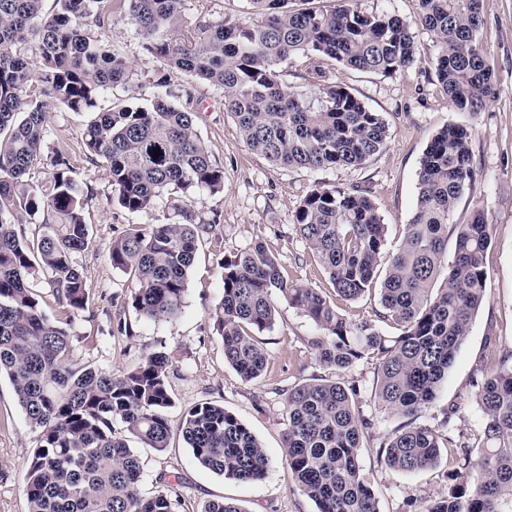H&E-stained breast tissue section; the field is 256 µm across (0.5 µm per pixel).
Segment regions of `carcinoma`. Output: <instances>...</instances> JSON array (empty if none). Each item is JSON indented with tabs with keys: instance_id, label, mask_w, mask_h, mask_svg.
<instances>
[{
	"instance_id": "obj_1",
	"label": "carcinoma",
	"mask_w": 512,
	"mask_h": 512,
	"mask_svg": "<svg viewBox=\"0 0 512 512\" xmlns=\"http://www.w3.org/2000/svg\"><path fill=\"white\" fill-rule=\"evenodd\" d=\"M0 0V375L5 374L37 445L25 471L28 512H175L164 483L139 494L142 466L134 437L157 451L171 427L169 357L146 355L122 375L72 363L74 319L88 309L89 286L76 256L85 246V192L71 176L68 152L49 157L48 180L30 170L43 155L48 112L64 106L89 112L105 89L126 81L127 61L90 34L124 12L143 46L169 72L224 91V109L247 146L280 167L361 166L386 145L388 125L343 84L329 66L392 75L410 65L417 46L402 19L365 14L357 0H249L255 17L232 25L204 23L182 29L184 0ZM420 25L435 37L434 74L448 103L477 113L493 90L483 49L481 0H419ZM37 53L42 67L31 69ZM312 60L316 103L279 79L291 56ZM89 159L107 166L118 204L130 213L154 206L164 191L180 223L152 224L112 242V267L131 270L137 288L131 306L147 320H174L185 307L196 242L210 230L195 223L184 200L191 189L218 193L224 169L202 144L195 115L168 94L145 106L99 112L82 133ZM160 149L161 155L153 156ZM474 178L472 133L448 124L435 134L421 161L415 212L396 252L385 254L386 228L367 191L357 185L312 190L295 213L302 238L328 276L335 295L356 301L378 287L379 321L399 326L384 335L371 321H350L320 290L288 282L278 258L257 240L224 258L223 295L213 318L224 359L245 380L268 363L263 343L249 330L276 323L279 292L321 331L315 364L327 371L285 391L283 459L317 512H380L360 450L372 437V419L360 410L350 372L372 360L374 400L401 418L377 449L387 468L413 473L438 465L441 449H456L446 474L448 495L424 512H512V352L474 381L484 424L477 444L456 443L438 426L419 422L437 399L486 296L484 254L491 225L484 213L466 224L451 218ZM41 219L37 246L23 242L16 225ZM454 255L443 266L448 238ZM49 288L65 320L42 309L30 281ZM119 421L124 432L113 428ZM184 441L204 468L248 483L263 479L268 457L249 427L223 406L196 405L181 425Z\"/></svg>"
}]
</instances>
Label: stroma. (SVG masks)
<instances>
[{"label": "stroma", "instance_id": "stroma-1", "mask_svg": "<svg viewBox=\"0 0 512 512\" xmlns=\"http://www.w3.org/2000/svg\"><path fill=\"white\" fill-rule=\"evenodd\" d=\"M359 11L389 12L412 23L418 46L414 63L393 75L332 66L330 74L344 84L370 111L388 125L385 148L360 167L284 169L277 167L244 142L234 118L224 110V93L183 74L158 86L159 63L144 49L134 26L117 15L100 32L102 43L129 62L126 82L112 86L97 100L96 110L145 104L167 91L178 107L194 112L198 134L213 162L224 169V190L191 193L187 204L197 223L211 225L199 238L188 273L182 314L172 321H149L129 304L137 281L133 274L113 268L108 248L130 228L174 223L177 215L164 201L154 208L131 213L112 200L106 166L91 161L82 142L87 112L56 107L49 112L44 153L67 151L73 160V178L87 195L84 218L87 243L78 253L90 289V304L75 319L77 336L73 361L119 375L133 369L143 356L166 352L174 369L172 404L165 416L172 429L168 447L158 451L133 441L142 464L139 492L148 497L160 482L171 484L179 499L177 512H202L206 503L229 499L243 512H317L315 503L291 479L282 460L285 419L283 389L320 369L311 341L316 325L284 298H277L276 324L259 333L268 352L265 373L244 381L224 359V346L214 328L212 313L222 298V262L263 240L285 267L294 283L332 293V285L295 225V212L313 189L333 184L366 187L386 226V248L401 243L416 207L417 175L432 136L450 123L473 131V167L476 177L465 190L452 221L467 223L474 211H483L491 226L486 253L487 299L475 315L470 333L422 423L434 425L451 413L452 437L474 442L480 436L483 415L472 382L480 376L487 354V337H497L499 348L512 350V0H482L485 24L482 44L495 69V94L475 115L449 104L437 84L431 63L438 53L433 35L418 26V0H358ZM248 0H184L183 25L200 22L233 24L248 18ZM361 388L363 409L375 422L376 438L391 434L400 417L373 402L374 366L361 362L350 374ZM211 402L224 406L243 421L267 451L269 465L262 480L241 483L200 466L186 447L179 425L191 407ZM36 445V433L19 406L8 377H0V512H28L24 474ZM451 449H443L437 467L414 473L381 467L372 447L361 451L364 474L374 486L380 512H424L431 500L446 496L445 474Z\"/></svg>", "mask_w": 512, "mask_h": 512}]
</instances>
